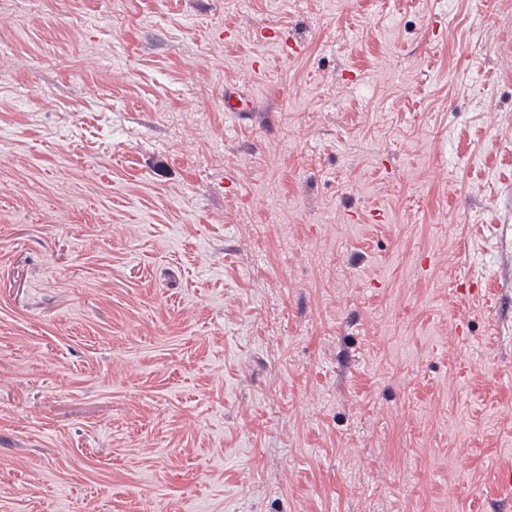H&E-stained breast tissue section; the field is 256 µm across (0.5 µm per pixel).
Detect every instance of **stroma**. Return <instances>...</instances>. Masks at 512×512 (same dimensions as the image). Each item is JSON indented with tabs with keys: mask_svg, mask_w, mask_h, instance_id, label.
Instances as JSON below:
<instances>
[{
	"mask_svg": "<svg viewBox=\"0 0 512 512\" xmlns=\"http://www.w3.org/2000/svg\"><path fill=\"white\" fill-rule=\"evenodd\" d=\"M509 466L512 0H0V512Z\"/></svg>",
	"mask_w": 512,
	"mask_h": 512,
	"instance_id": "1",
	"label": "stroma"
}]
</instances>
